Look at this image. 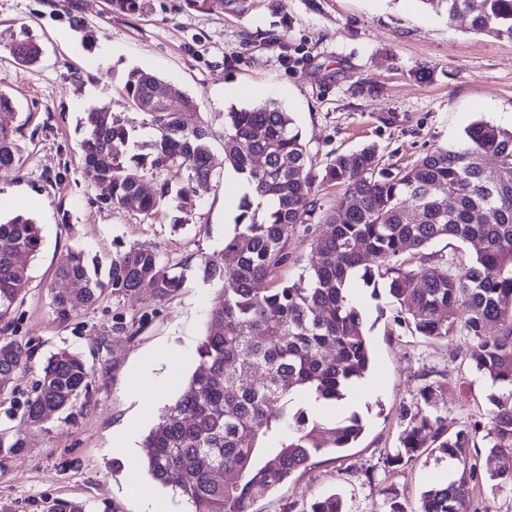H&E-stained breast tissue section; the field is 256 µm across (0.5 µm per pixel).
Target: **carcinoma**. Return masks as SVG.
I'll use <instances>...</instances> for the list:
<instances>
[{"mask_svg":"<svg viewBox=\"0 0 512 512\" xmlns=\"http://www.w3.org/2000/svg\"><path fill=\"white\" fill-rule=\"evenodd\" d=\"M448 20L471 16L472 28L512 40V0H422ZM19 63L41 54L32 41L14 43ZM160 79L134 68L125 76L133 108L148 117L154 135L149 152L127 156L129 128L103 109L86 113V174L103 185L115 208L155 213L169 195V182L154 193L148 175L172 166L192 181L207 182L214 171L212 140H224V163L251 187L238 203L235 230L224 248L201 259L198 270L216 285L210 326L182 394L165 407L161 422L142 439L141 470L153 481L185 496L191 512H252L254 502L321 452L348 447L362 433L358 414L324 423L310 411L344 400L364 378L372 351L362 312L351 297L353 280L388 292L413 330L430 339L462 334L475 341L471 360L499 390L489 453L490 478L512 485V130L487 121L466 130V147L427 153L412 165L379 167L377 148L340 153L314 170L289 113L275 102L232 107L222 130L206 123L194 97L185 112L167 109L154 97ZM493 157L488 167L484 158ZM14 131L0 126V169L16 167ZM333 184L343 195L323 210L319 187ZM326 224L313 241L308 271L298 280L269 287L274 270L288 261V241L305 224ZM475 246L467 266L439 258L426 269L407 265L405 254L439 240ZM40 229L17 215L0 222V321L10 318L25 291L28 269L18 256L35 255ZM232 256L233 266H224ZM57 278L80 288L55 292L56 318L65 323L92 306L110 287L135 293L148 286L162 300L182 286L155 248L118 246L107 279L81 249L71 250ZM30 342L0 338V394L27 371ZM90 370L81 354L61 348L45 362L22 419L39 426L71 411L89 393ZM421 396L428 407L407 420L393 464L423 455L457 460L448 480L425 490L414 512H464L477 477L468 464L470 435L448 434L431 404L434 389ZM25 447L18 432L0 430V456Z\"/></svg>","mask_w":512,"mask_h":512,"instance_id":"carcinoma-1","label":"carcinoma"}]
</instances>
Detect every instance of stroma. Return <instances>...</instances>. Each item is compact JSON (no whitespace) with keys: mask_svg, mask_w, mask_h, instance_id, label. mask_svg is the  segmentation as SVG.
Masks as SVG:
<instances>
[{"mask_svg":"<svg viewBox=\"0 0 512 512\" xmlns=\"http://www.w3.org/2000/svg\"><path fill=\"white\" fill-rule=\"evenodd\" d=\"M141 3L123 13L110 0H0V91L14 106L0 112V123L14 129L19 158L17 169L0 171V194L16 190L29 198L22 213L42 236L38 253L26 260L29 283L11 315L12 336L31 342L34 354L13 393L0 397V429L26 441L0 461V512H50L59 501L82 503L87 512H140L127 490L134 464L113 455L112 433L123 428L138 442L158 425L180 391L148 393L137 370L152 362L167 376L186 378L208 327L215 289L197 265L233 233L227 195L238 180L224 165L222 140L212 145L214 180L191 183L186 173L169 171L174 187L189 186L191 203L182 206L173 194L152 216L105 204L84 174L90 108H107L131 125V153L148 150L152 131L124 89L129 70L152 71L196 97L202 117L216 127L224 109L276 102L321 166L368 144L376 145L380 167L404 166L438 148H463L477 120L512 128V41L475 32L465 15L448 20L421 0H248L242 13L217 2L207 10L185 0ZM21 40L39 44L38 62L22 65L11 56L10 45ZM325 230L317 224L290 238L277 282L299 278L314 236ZM119 242L161 251L173 272L184 274L182 288L159 302L148 288L107 290L59 323L52 291L61 285L55 271L68 250L83 249L106 269ZM355 301L366 313L374 363L345 404L323 413L359 412L363 432L351 447L314 457L259 499L255 512H310L315 500L333 493L345 512H387L391 493L413 512L428 484L448 469L432 457L389 461L405 427L400 413L422 407L427 385L437 389L434 402L449 432H477L470 455L481 476L467 512H512V487L488 478L494 407L489 383L469 358L473 340L419 336L384 290L357 287ZM119 323L124 331H116ZM63 347L84 355L90 393L70 417L28 426L24 404L46 358Z\"/></svg>","mask_w":512,"mask_h":512,"instance_id":"35a3bbf8","label":"stroma"}]
</instances>
